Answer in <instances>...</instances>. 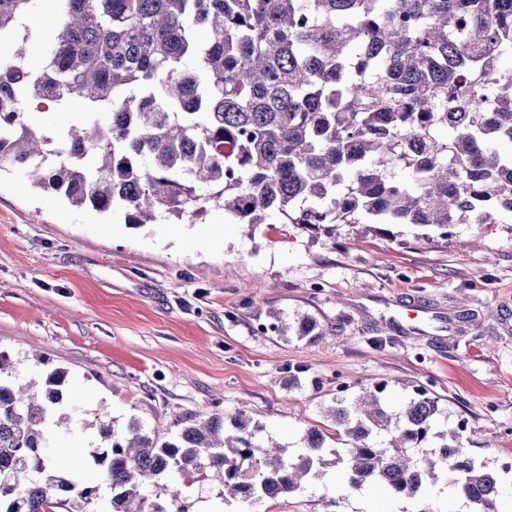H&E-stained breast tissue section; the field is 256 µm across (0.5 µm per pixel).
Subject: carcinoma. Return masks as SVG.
<instances>
[{
  "mask_svg": "<svg viewBox=\"0 0 512 512\" xmlns=\"http://www.w3.org/2000/svg\"><path fill=\"white\" fill-rule=\"evenodd\" d=\"M40 2L0 0V39L21 37L0 59V171L23 170L75 208L122 210L129 224L275 215L329 237L338 224L429 226L445 241L457 224L512 214V0H56L31 66L19 27L43 24ZM75 101L81 111L57 127L31 120ZM4 373L0 353V512H92L100 485L45 452L69 420L67 372L27 397ZM386 387L337 386L346 486L415 498L446 482L474 512H497L498 476L465 451L467 422L439 430L420 386L394 413ZM258 432L242 412L230 431L216 414L160 444L102 420L87 461L105 475L109 512H189L167 484L143 509V481L171 474L215 477L243 501L322 476L319 427L293 457Z\"/></svg>",
  "mask_w": 512,
  "mask_h": 512,
  "instance_id": "cac0c4a2",
  "label": "carcinoma"
}]
</instances>
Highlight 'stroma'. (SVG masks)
<instances>
[{
	"label": "stroma",
	"mask_w": 512,
	"mask_h": 512,
	"mask_svg": "<svg viewBox=\"0 0 512 512\" xmlns=\"http://www.w3.org/2000/svg\"><path fill=\"white\" fill-rule=\"evenodd\" d=\"M414 226L247 228L202 220L128 224L77 209L0 174V353L25 381L67 372L68 432L51 453L85 454L98 423L129 421L167 440L186 421L246 412L290 454L325 416L340 382L387 385L400 408L421 385L442 418L467 420L462 443L500 474L512 512V223L460 224L448 240ZM423 310L407 320L406 305ZM309 317L319 341L267 330ZM342 466L285 498L229 499L218 482L186 488L192 512H471L447 484L407 498L367 484L337 491Z\"/></svg>",
	"instance_id": "stroma-1"
}]
</instances>
